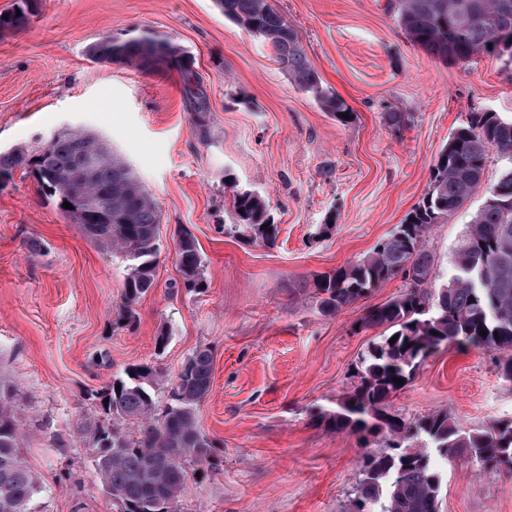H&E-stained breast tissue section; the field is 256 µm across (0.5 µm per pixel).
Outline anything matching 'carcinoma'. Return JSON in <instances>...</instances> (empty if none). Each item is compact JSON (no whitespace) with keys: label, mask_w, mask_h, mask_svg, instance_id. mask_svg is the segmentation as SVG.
<instances>
[{"label":"carcinoma","mask_w":512,"mask_h":512,"mask_svg":"<svg viewBox=\"0 0 512 512\" xmlns=\"http://www.w3.org/2000/svg\"><path fill=\"white\" fill-rule=\"evenodd\" d=\"M224 17L249 36L271 46L275 60L297 88L339 122L348 114L344 101L323 87L298 31L271 0H215ZM40 0H15L0 14V33L22 30ZM406 39L443 61H467L480 54L512 56V42L500 45L503 31L512 35V0H387ZM96 60L133 65L144 73L176 67L193 104L200 133L207 129V94L188 64L187 52L148 30L132 37L108 35L89 48ZM81 131L64 132L37 152L16 147L0 151V186L23 168L41 192L55 199L61 212L103 251L129 262L118 308L119 320L131 326L137 306L153 288L161 253L158 205L133 169L109 146L93 143L81 152ZM502 166L484 191V202L463 231L450 262L454 274L440 282L438 260L426 246L431 229L448 222L481 186L488 155ZM97 156L90 190L103 195L106 210L95 213L84 196L66 194L69 173ZM233 207L238 226L267 246L279 231L265 198L236 187ZM69 202L72 208L62 204ZM202 256L197 240L180 234L178 265L183 287L202 290ZM400 276L406 289L374 307L361 327H387L362 354L360 383L336 401V408L315 414L330 431L359 436L364 447L383 437L392 454L365 453L355 488L353 512H439L441 474L433 465L434 448L449 462L476 463L493 474H512V420L481 433L462 429L446 412L437 411L408 424L389 413L392 395L402 389L419 365L441 346L502 353V376L512 381V118L494 112H470L438 154L428 189L394 231L362 258L315 275L308 288L322 312L332 314ZM487 332L481 336L480 332ZM395 342H390L391 338ZM212 351L198 347L177 375L169 402L158 409L151 392L155 372L145 365L127 367L94 397L108 423L92 432L95 468L118 512H180L189 473H207L218 465L215 445L199 428L197 407L212 384ZM121 390H116V386ZM14 389L0 377V512H36L35 475L21 456L23 436L14 416Z\"/></svg>","instance_id":"1"}]
</instances>
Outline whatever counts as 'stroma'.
<instances>
[{
  "label": "stroma",
  "mask_w": 512,
  "mask_h": 512,
  "mask_svg": "<svg viewBox=\"0 0 512 512\" xmlns=\"http://www.w3.org/2000/svg\"><path fill=\"white\" fill-rule=\"evenodd\" d=\"M387 0H274L298 31L324 87L348 106L341 123L301 92L269 45L214 0H41L27 27L0 33V150H35L80 127L107 140L161 214L155 286L134 326L117 321L128 264L103 252L36 180L17 170L0 187V376L16 393L36 474L38 512H115L86 431L101 421L94 390L127 366H154L166 404L187 358L213 351L212 388L197 409L220 466L190 481L181 512H351L363 454L312 412L359 382L381 328L367 311L398 297L393 279L333 314L304 285L363 257L428 188L430 168L470 112L512 118V60L442 62L408 42ZM151 30L179 43L207 93L200 137L180 72L93 60L100 38ZM404 112L393 127L389 113ZM232 177L259 191L275 247L231 231ZM484 201L476 193L427 247L448 259ZM203 257V291L170 293L178 226ZM169 337L158 349L159 334ZM500 355L451 345L426 358L390 412L413 423L445 411L470 432L512 420ZM439 512H512V475L437 459Z\"/></svg>",
  "instance_id": "stroma-1"
}]
</instances>
